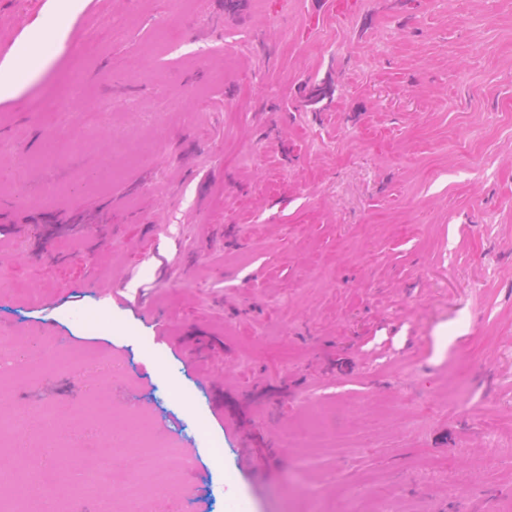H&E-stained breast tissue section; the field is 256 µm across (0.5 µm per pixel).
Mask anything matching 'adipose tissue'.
<instances>
[{"instance_id":"1","label":"adipose tissue","mask_w":512,"mask_h":512,"mask_svg":"<svg viewBox=\"0 0 512 512\" xmlns=\"http://www.w3.org/2000/svg\"><path fill=\"white\" fill-rule=\"evenodd\" d=\"M84 6V0H56L54 14L30 31L23 49L11 64L0 70V100L17 96L46 61L48 46L62 43L69 22Z\"/></svg>"}]
</instances>
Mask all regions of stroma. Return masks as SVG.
<instances>
[{
	"instance_id": "35a3bbf8",
	"label": "stroma",
	"mask_w": 512,
	"mask_h": 512,
	"mask_svg": "<svg viewBox=\"0 0 512 512\" xmlns=\"http://www.w3.org/2000/svg\"><path fill=\"white\" fill-rule=\"evenodd\" d=\"M53 8L0 0V65ZM50 54L0 101V337L65 363L0 375V512L129 397L194 461L160 512H512V0H86ZM314 405L346 445L282 443Z\"/></svg>"
}]
</instances>
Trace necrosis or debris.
I'll list each match as a JSON object with an SVG mask.
<instances>
[{"instance_id":"obj_1","label":"necrosis or debris","mask_w":512,"mask_h":512,"mask_svg":"<svg viewBox=\"0 0 512 512\" xmlns=\"http://www.w3.org/2000/svg\"><path fill=\"white\" fill-rule=\"evenodd\" d=\"M132 431L112 433L111 448L98 455L87 467L79 482L80 490H94L104 512H154L153 499L160 494L179 491L178 478L191 469L190 458L180 456L178 436L156 434L143 404L128 409ZM137 449V466L127 471L122 459L130 449ZM122 485V498L110 495L114 485Z\"/></svg>"}]
</instances>
